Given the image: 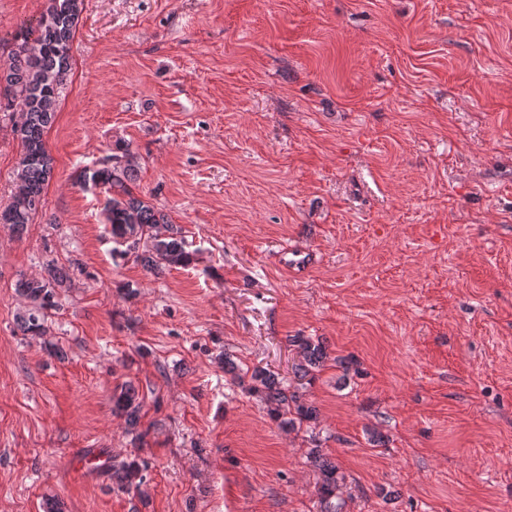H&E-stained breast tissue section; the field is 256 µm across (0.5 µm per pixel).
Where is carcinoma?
Returning a JSON list of instances; mask_svg holds the SVG:
<instances>
[{
  "label": "carcinoma",
  "mask_w": 512,
  "mask_h": 512,
  "mask_svg": "<svg viewBox=\"0 0 512 512\" xmlns=\"http://www.w3.org/2000/svg\"><path fill=\"white\" fill-rule=\"evenodd\" d=\"M84 8V0H49L37 27L16 40L5 59H0V110L19 109L20 120L13 133L22 145L17 166V189L10 201L0 209V224H9L21 234L32 223L43 206L44 190L53 172V158L44 133L58 108L60 92L71 69L73 36ZM136 161L127 152L110 154L101 162L80 170L76 180L85 189L103 188L111 197L105 205L106 221L112 238L124 247L123 254L134 255L140 265L158 272L164 267L186 266L192 254L186 250L181 232L161 225L169 223L148 201L137 196L129 186ZM68 274L54 266L45 275L23 278L18 293L28 302L20 317V328L28 336L45 332L48 312L58 307L56 289L66 283ZM289 342L299 349L302 361L294 366L295 377L302 380L322 367L327 360L325 347L309 336H292ZM248 391L259 395L269 415L290 430L317 419V409L300 402L299 395L288 392L277 375L256 367L250 376ZM142 403L134 387L128 385L113 398V412L125 419L135 439L142 442L148 432L138 431ZM319 473L317 495L321 512H341L338 498L342 477L336 464L319 448L310 453ZM143 467L137 460L114 464L107 469L112 488L128 491L143 483Z\"/></svg>",
  "instance_id": "1"
}]
</instances>
